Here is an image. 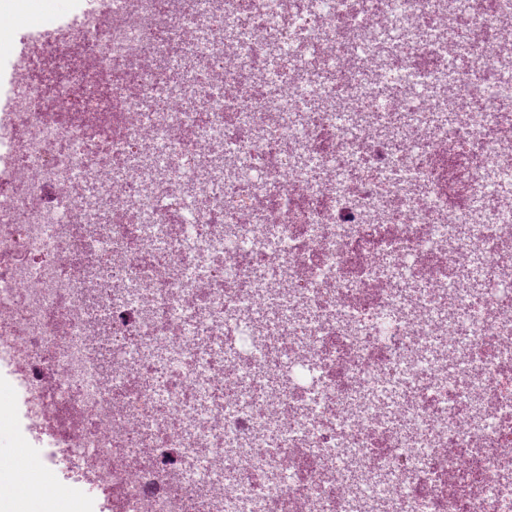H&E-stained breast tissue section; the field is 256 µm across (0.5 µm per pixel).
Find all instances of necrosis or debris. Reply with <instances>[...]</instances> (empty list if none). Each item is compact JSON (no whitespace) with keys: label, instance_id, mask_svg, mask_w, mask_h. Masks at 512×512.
Segmentation results:
<instances>
[{"label":"necrosis or debris","instance_id":"4bbe7bcc","mask_svg":"<svg viewBox=\"0 0 512 512\" xmlns=\"http://www.w3.org/2000/svg\"><path fill=\"white\" fill-rule=\"evenodd\" d=\"M365 3L113 0L22 74L0 341L112 512H512V0Z\"/></svg>","mask_w":512,"mask_h":512}]
</instances>
